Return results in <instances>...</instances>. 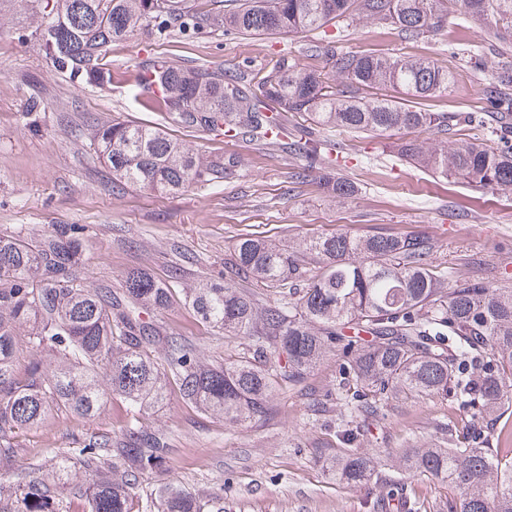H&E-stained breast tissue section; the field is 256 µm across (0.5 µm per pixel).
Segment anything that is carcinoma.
Returning <instances> with one entry per match:
<instances>
[{
    "instance_id": "obj_1",
    "label": "carcinoma",
    "mask_w": 512,
    "mask_h": 512,
    "mask_svg": "<svg viewBox=\"0 0 512 512\" xmlns=\"http://www.w3.org/2000/svg\"><path fill=\"white\" fill-rule=\"evenodd\" d=\"M450 1L497 55L512 47V0H233L215 16L189 14L181 0H32L39 5L36 36L52 66L101 87L115 80L104 61L107 47L145 24L159 36L194 33L215 20L244 36L318 30L311 50L333 61L332 79L285 58L260 77L231 68L184 70L148 55L133 63L134 101L174 126L232 132L303 156L306 164L291 173L295 183L332 166L316 138L331 128L398 135V155L440 181L512 190V60L501 61L487 110L456 120L473 130L470 138L424 142L410 134L445 132L449 121L424 102L453 86L457 72L421 58L343 51L326 31L330 24L374 21L408 40L436 37L456 25ZM290 115L304 121L291 141ZM91 140L118 186L175 193L222 183L242 167L234 154L207 160L152 126L98 123ZM325 185L337 198L355 192L341 178ZM84 232L81 224H53L39 237L0 235L1 464L14 457L11 435L56 410L90 419L118 396L139 413L162 404L172 384L183 400L226 424L262 419L276 392L301 384L336 348L345 358L339 384L355 381L359 412L393 393L425 397L448 392L450 384L463 404L489 415L512 404V289L468 281L446 286L448 276L430 262L427 237L340 232L286 244L240 237L217 280L184 297L211 327L249 339L235 355L205 367L182 337L161 336L154 324V313L172 304L177 288L145 270L128 272L116 290L92 284L79 272ZM241 282L274 298L260 304L237 287ZM363 333L371 340L361 342ZM25 351L31 359L20 371ZM168 454L167 439L135 418L119 438L84 437L54 475L15 474V487L0 486V512H67L70 496L84 499L88 512H138L137 475L162 468ZM324 461L348 488L377 478L373 457L359 448ZM399 465L447 484L448 512H512V448L450 437L446 448L404 451ZM153 506L197 512L192 493L177 486L160 487Z\"/></svg>"
}]
</instances>
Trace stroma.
I'll list each match as a JSON object with an SVG mask.
<instances>
[{"mask_svg":"<svg viewBox=\"0 0 512 512\" xmlns=\"http://www.w3.org/2000/svg\"><path fill=\"white\" fill-rule=\"evenodd\" d=\"M36 26L30 0H0V235L37 236L51 224H81L83 267L91 282L117 288L127 271L140 268L188 289L222 269L237 237L247 232L276 242L336 232L421 235L432 240L431 260L449 281L512 288V193L435 180L401 161L394 138L385 135L321 131L337 158V173L357 187L343 200L330 198L319 177L291 182L290 171L303 159L278 146L175 126L170 134L204 158L239 156L240 176L176 194L113 187L111 170L90 146L89 124L120 119L160 127L164 121L137 107L129 84L100 88L55 71L39 47ZM313 39L310 33L243 38L220 26L161 37L145 26L112 43L106 60L117 73L134 57L151 55L184 68L238 66L264 75L285 57L334 76L328 57L309 52ZM341 44L351 51L408 54L460 68L455 86L427 103L431 111L452 117L484 106L499 62L467 21L449 28L447 36L417 41L364 22L346 29ZM474 53L482 55V65L463 66V56ZM32 96L42 102L34 123L25 117ZM155 322L162 335L184 337L204 364L243 344L203 324L181 304L159 312ZM340 362L329 354L300 386L279 391L270 417L242 426L225 425L171 391L163 405L141 417L171 448L162 469L138 478L141 512H151L155 490L166 483L195 492L202 512H390L395 500L410 512H448L445 484L409 477L391 461L383 466L380 483L348 488L328 474L319 451L343 447L341 430L360 422L366 431L353 445L366 451L436 448L451 435L481 436L488 448L512 444L507 440L512 408L496 419L461 405L452 392L385 400L376 414L360 418L336 389ZM132 419V409L119 398L91 420L54 414L17 433L16 457L0 470V482L35 464L53 466L82 434L121 435Z\"/></svg>","mask_w":512,"mask_h":512,"instance_id":"stroma-1","label":"stroma"}]
</instances>
